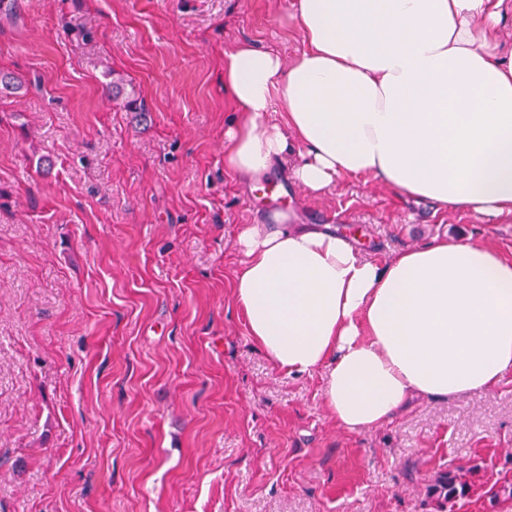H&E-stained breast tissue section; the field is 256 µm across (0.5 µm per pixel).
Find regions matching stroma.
<instances>
[{"instance_id":"stroma-1","label":"stroma","mask_w":512,"mask_h":512,"mask_svg":"<svg viewBox=\"0 0 512 512\" xmlns=\"http://www.w3.org/2000/svg\"><path fill=\"white\" fill-rule=\"evenodd\" d=\"M292 3L19 0L0 20V70L25 81L0 96V512H437L448 471L467 493L446 512H512V375L349 431L326 368L276 371L235 305V240L276 212L380 260L437 236L512 255L511 217L225 169L224 54L293 60ZM103 78L105 79V88L108 93L112 94L114 101L118 102L121 99V104L129 112H140V108H138L137 105V98L127 92V84L124 78L121 76L116 77L115 72L109 67H107L103 72Z\"/></svg>"}]
</instances>
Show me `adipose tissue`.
<instances>
[{
  "mask_svg": "<svg viewBox=\"0 0 512 512\" xmlns=\"http://www.w3.org/2000/svg\"><path fill=\"white\" fill-rule=\"evenodd\" d=\"M292 18L299 57L224 55L237 111L224 165L240 183L282 165L310 193L362 177L450 211L512 214V54L499 51L512 0H295ZM237 250L253 341L284 373L329 365L325 403L347 430L512 372V257L485 243L435 238L380 263L279 212Z\"/></svg>",
  "mask_w": 512,
  "mask_h": 512,
  "instance_id": "1",
  "label": "adipose tissue"
}]
</instances>
